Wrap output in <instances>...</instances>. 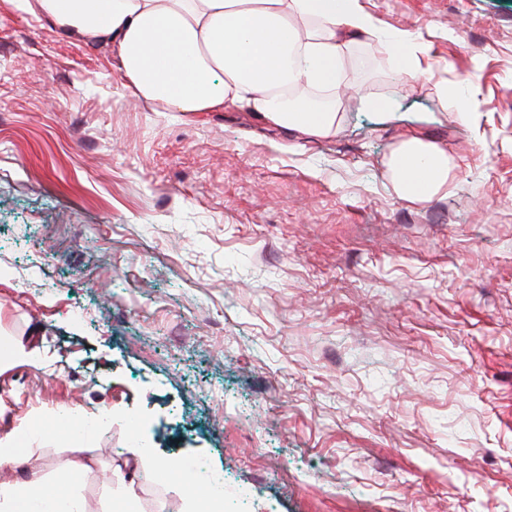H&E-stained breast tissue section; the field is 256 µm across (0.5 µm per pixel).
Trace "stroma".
Here are the masks:
<instances>
[{
	"mask_svg": "<svg viewBox=\"0 0 512 512\" xmlns=\"http://www.w3.org/2000/svg\"><path fill=\"white\" fill-rule=\"evenodd\" d=\"M362 3L431 79L353 45L316 138L162 111L111 44L0 0V329L35 352L0 373V437L29 428L42 489L185 512L162 473L203 459L224 512L238 488L244 512H512V0ZM436 81L469 86L467 122ZM408 134L454 162L428 203L386 166ZM66 406L99 426L73 440ZM142 425L153 466L128 452Z\"/></svg>",
	"mask_w": 512,
	"mask_h": 512,
	"instance_id": "35a3bbf8",
	"label": "stroma"
}]
</instances>
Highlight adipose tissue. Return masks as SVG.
Returning a JSON list of instances; mask_svg holds the SVG:
<instances>
[{
  "instance_id": "adipose-tissue-1",
  "label": "adipose tissue",
  "mask_w": 512,
  "mask_h": 512,
  "mask_svg": "<svg viewBox=\"0 0 512 512\" xmlns=\"http://www.w3.org/2000/svg\"><path fill=\"white\" fill-rule=\"evenodd\" d=\"M60 29L110 41L133 93L166 111L237 107L312 137L335 134L342 48L384 43L396 70L426 76L425 48L410 32L379 27L361 0H29ZM394 189L424 203L448 185L446 149L418 136L388 159ZM84 512L71 494L47 496L38 480L0 483V512Z\"/></svg>"
}]
</instances>
